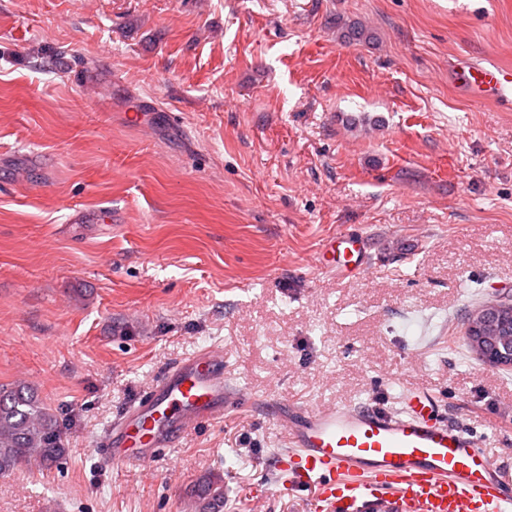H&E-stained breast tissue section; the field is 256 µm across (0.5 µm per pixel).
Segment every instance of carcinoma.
I'll return each mask as SVG.
<instances>
[{"label":"carcinoma","mask_w":512,"mask_h":512,"mask_svg":"<svg viewBox=\"0 0 512 512\" xmlns=\"http://www.w3.org/2000/svg\"><path fill=\"white\" fill-rule=\"evenodd\" d=\"M57 420L30 387L0 389V475L62 458ZM202 512H221L224 489L204 487Z\"/></svg>","instance_id":"1"}]
</instances>
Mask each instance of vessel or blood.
I'll use <instances>...</instances> for the list:
<instances>
[{
    "mask_svg": "<svg viewBox=\"0 0 512 512\" xmlns=\"http://www.w3.org/2000/svg\"><path fill=\"white\" fill-rule=\"evenodd\" d=\"M458 88L512 103V68L462 63ZM329 268L353 274L366 264L364 240L340 234L324 247ZM227 388L224 353L210 347L167 370L140 403L114 422L104 441L113 465L147 462L174 438L249 406ZM406 410L302 409L281 419L288 448L277 458L312 512H512V473L469 430L436 418V398L407 396Z\"/></svg>",
    "mask_w": 512,
    "mask_h": 512,
    "instance_id": "vessel-or-blood-1",
    "label": "vessel or blood"
}]
</instances>
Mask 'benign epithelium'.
Instances as JSON below:
<instances>
[{
	"instance_id": "1",
	"label": "benign epithelium",
	"mask_w": 512,
	"mask_h": 512,
	"mask_svg": "<svg viewBox=\"0 0 512 512\" xmlns=\"http://www.w3.org/2000/svg\"><path fill=\"white\" fill-rule=\"evenodd\" d=\"M511 320V296L492 299L468 315L469 343L479 359L512 365V346H507V337L512 335L507 322Z\"/></svg>"
}]
</instances>
